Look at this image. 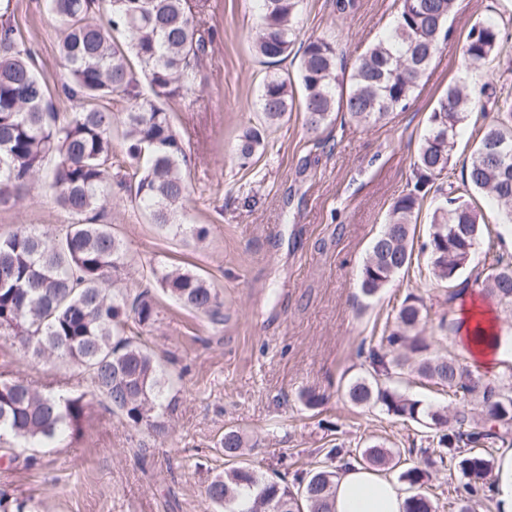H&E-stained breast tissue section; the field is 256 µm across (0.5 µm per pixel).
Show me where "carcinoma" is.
I'll list each match as a JSON object with an SVG mask.
<instances>
[{
    "instance_id": "carcinoma-1",
    "label": "carcinoma",
    "mask_w": 512,
    "mask_h": 512,
    "mask_svg": "<svg viewBox=\"0 0 512 512\" xmlns=\"http://www.w3.org/2000/svg\"><path fill=\"white\" fill-rule=\"evenodd\" d=\"M301 0H261L255 50L263 63L286 59L295 42ZM455 0H397L386 38L370 46L348 71L337 65L336 42L315 37L304 42L297 80L306 128L317 132L335 112L358 124H375L406 109L440 44L449 37ZM59 30L58 57L67 75L72 111H51L48 87L30 52L18 46L15 30L0 27V205L44 180L56 203L73 221L57 231L23 227L0 237V336L18 342L35 359L68 361L82 370L91 395L105 402L134 429L158 427L163 395L169 387L140 329L154 322L150 290L135 295L108 288L125 268L120 241L107 224L87 215L112 203V134L121 129L132 176L122 189L134 196L152 223L177 234L202 236V227L180 223L189 185L182 167L186 153L164 104L192 90L195 71L209 40L197 29L185 0H47ZM503 40L501 28L477 21L462 45L464 74L448 85L427 119V129L406 190L394 199L388 223L372 240L360 269V292L377 296L410 269L414 220L435 181L448 173L460 128L477 110L485 87L468 81L469 72L493 63ZM140 65L149 92L138 90L132 62ZM123 97L118 114L102 102ZM293 82L278 73L265 77L259 110L268 125L294 106ZM495 112L471 153L464 190L445 195L431 215L421 244L427 275L460 294V278L471 267L485 224L473 193L486 192L512 223V96L494 100ZM264 145L263 130L250 128L239 139L238 160L246 165ZM55 158L52 169L46 160ZM488 241L475 280L512 307V254ZM162 291L192 311L211 318L224 306L202 276L191 271L151 269ZM426 317L411 294L396 305L393 327L385 328L368 350L371 372L349 381L343 396L354 407L376 406L388 415L433 431L421 449L424 464L456 461L463 482L455 488L460 512L493 500L487 476L494 449L512 445V391H504L448 355L433 354V343L417 328ZM411 369L426 383L452 393L453 414L401 391L395 380ZM482 405L476 420L468 403ZM91 409L86 394L40 390L23 380L0 381V441L33 449L50 448L63 435L80 438ZM227 468L211 477L207 499L216 512H332L336 470L322 466L290 484L270 480L240 461L244 436L234 428L220 441ZM327 456L346 466L393 471L401 452L373 442L361 450L335 445ZM427 471L401 470L405 512H434L424 490ZM29 498L0 496V512H36Z\"/></svg>"
}]
</instances>
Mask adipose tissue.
I'll use <instances>...</instances> for the list:
<instances>
[{"label": "adipose tissue", "instance_id": "obj_1", "mask_svg": "<svg viewBox=\"0 0 512 512\" xmlns=\"http://www.w3.org/2000/svg\"><path fill=\"white\" fill-rule=\"evenodd\" d=\"M464 295V322L455 335L456 343L470 366L500 370L502 362L512 358V335H505L500 328L493 299L469 289ZM477 327L489 335V342L474 343L472 334ZM405 501L396 481L357 465L343 468L334 480L333 512H404Z\"/></svg>", "mask_w": 512, "mask_h": 512}]
</instances>
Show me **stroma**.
Masks as SVG:
<instances>
[{"instance_id": "obj_1", "label": "stroma", "mask_w": 512, "mask_h": 512, "mask_svg": "<svg viewBox=\"0 0 512 512\" xmlns=\"http://www.w3.org/2000/svg\"><path fill=\"white\" fill-rule=\"evenodd\" d=\"M393 2L355 0L342 13L336 0H302L299 42L280 72L297 75L301 41L323 35L334 36L341 63L352 65L386 34ZM188 3L209 49L193 91L165 108L187 156L190 196L183 221L206 227L207 236L200 242L189 233L160 230L117 187L97 221L111 225L122 243L126 268L120 284L128 293L143 289L151 268L178 266L201 274L223 296V317L212 320L156 293V321L142 338L163 374L179 379L162 431L130 428L97 404L82 438L59 441L40 468L24 467V448H16L14 464L0 458V492L33 498L40 512H214L204 486L224 469L218 443L229 427L248 440L245 462L275 480L327 464L340 467V460L326 458L338 443L354 449L377 440L420 461L427 445L420 427L377 407H351L341 388L367 375L362 346L381 335L393 307L409 292L428 309L422 336L440 353L457 352L452 332L440 327L441 318L458 310L446 289L409 271L367 300L359 271L411 177L429 113L463 72L459 44L475 21L500 26L504 39L492 82L497 91L512 94V72L506 70L512 62V0H456L451 35L406 111L374 125L336 114L315 134L292 110L244 168L236 146L260 123L258 95L268 73L254 51L257 2ZM9 16L33 54L54 110L71 111L55 23L44 0H11ZM484 123L475 112L462 126L442 186L461 185ZM70 221L42 183L0 206V235L23 225L57 229ZM0 379L65 392L88 388L76 366L32 358L3 336ZM311 391L323 397L315 409L304 400ZM460 480L453 462L430 469L435 512H458L454 489Z\"/></svg>"}]
</instances>
